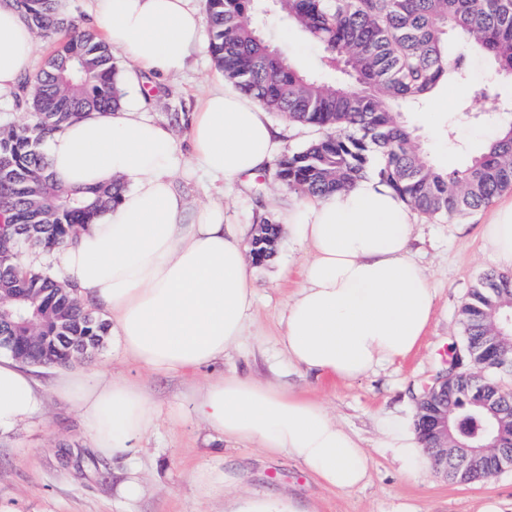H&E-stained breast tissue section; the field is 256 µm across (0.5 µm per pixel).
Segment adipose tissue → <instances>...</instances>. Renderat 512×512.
<instances>
[{
    "instance_id": "1",
    "label": "adipose tissue",
    "mask_w": 512,
    "mask_h": 512,
    "mask_svg": "<svg viewBox=\"0 0 512 512\" xmlns=\"http://www.w3.org/2000/svg\"><path fill=\"white\" fill-rule=\"evenodd\" d=\"M90 13L104 39L129 55L132 85L143 72L180 71L203 39L199 0H90ZM34 49L13 0H0V96L30 72ZM189 142L192 162L227 186L265 170L280 148L264 108L228 81L192 112ZM47 156L61 186H123L119 201L55 254L53 270L107 311L119 353L158 375H187L223 360L254 312L249 247L225 223L223 203L190 206L175 179L183 162L170 128L147 118L134 96L118 110L65 125L48 140ZM283 221L308 253L283 313L282 350L296 371L355 381L420 347L436 292L411 253L415 213L392 189L368 176L351 189L303 198ZM483 236L496 263L512 268V200L492 207ZM53 388L80 413L93 451L105 459L131 452L156 421L146 390L108 370L65 371ZM192 404L217 439L290 456L337 491L368 478L371 459L360 439L323 403L292 388L220 375L194 390ZM42 406L32 371L0 356V435ZM379 434L405 471L429 466L405 417L384 418ZM194 481L205 495H223L224 512H308L281 494L229 495L235 479L222 471L200 470Z\"/></svg>"
}]
</instances>
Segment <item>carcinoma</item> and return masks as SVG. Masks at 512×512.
<instances>
[{"label": "carcinoma", "instance_id": "cac0c4a2", "mask_svg": "<svg viewBox=\"0 0 512 512\" xmlns=\"http://www.w3.org/2000/svg\"><path fill=\"white\" fill-rule=\"evenodd\" d=\"M255 0H205L209 48L224 77L267 111L318 129L321 135L283 157L278 179L301 196L350 188L374 171L404 202L428 219L452 218L491 203L512 189V110L503 106L497 134L462 169L446 171L423 155L401 116L443 80H466V57L493 60L495 74L512 80V0H278L276 9L321 50L320 68L341 67L352 78L338 85L301 72L258 29ZM36 35L59 37L44 68L24 75L16 98L27 120L0 131V301L28 298L32 319L15 329L5 352L25 363L64 367L74 351L98 348L107 324L76 292L46 270L18 262L14 224L44 252L76 243L79 231L120 198L121 186L65 188L48 171L46 142L63 124L89 112L118 108L122 93L109 45L62 11L59 0H14ZM463 36V51L448 52V33ZM280 227L263 219L250 241L252 262L276 254ZM512 302V275L486 273L463 304L464 340L485 390L498 387L500 363L487 355L489 313Z\"/></svg>", "mask_w": 512, "mask_h": 512}]
</instances>
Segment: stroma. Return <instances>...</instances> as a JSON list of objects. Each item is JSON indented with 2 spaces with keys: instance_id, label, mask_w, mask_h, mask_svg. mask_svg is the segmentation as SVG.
Instances as JSON below:
<instances>
[{
  "instance_id": "obj_1",
  "label": "stroma",
  "mask_w": 512,
  "mask_h": 512,
  "mask_svg": "<svg viewBox=\"0 0 512 512\" xmlns=\"http://www.w3.org/2000/svg\"><path fill=\"white\" fill-rule=\"evenodd\" d=\"M257 12L265 35L287 62L317 71L320 50L314 42L280 17L269 0H259ZM491 71L486 58L472 57L465 82L442 81L423 102L405 110V120L436 165L461 168L492 137L493 110L512 101V82L499 84L496 97H481ZM222 78L208 47H200L183 72L164 76L163 86L145 96L147 114L168 124L179 143H186L198 98ZM464 103L469 106L465 113L460 110ZM298 201V194L278 181L270 167L264 174L242 177L225 196L224 221L248 234L263 218L287 213ZM486 215L481 209L443 220L418 217L412 253L436 288L429 334L404 361L354 382L319 384L300 377L278 349L284 303L301 279L306 250L282 236L275 261L251 269L254 315L242 346L224 357L225 374L292 382L322 402L366 448L371 467L365 486L334 491L294 460L267 456L253 445L229 448L209 440L187 398L193 378L153 375L113 350L107 337L79 365L90 369L111 363L114 375L143 384L156 405L155 426L135 444L144 495L127 507L117 502L114 484L122 461L93 452L80 414L53 391L56 369L37 366L33 373L44 406L39 415L0 437V502L9 503L14 512H224L223 496H204L193 480L196 470L207 467L236 476L237 488L252 494L283 493L314 512H478L487 499L498 501L501 512H512V469L472 483L456 482L431 468L410 476L378 445V420L391 414L415 416L423 389L447 371L464 339L461 306L479 277L498 268L482 234Z\"/></svg>"
}]
</instances>
